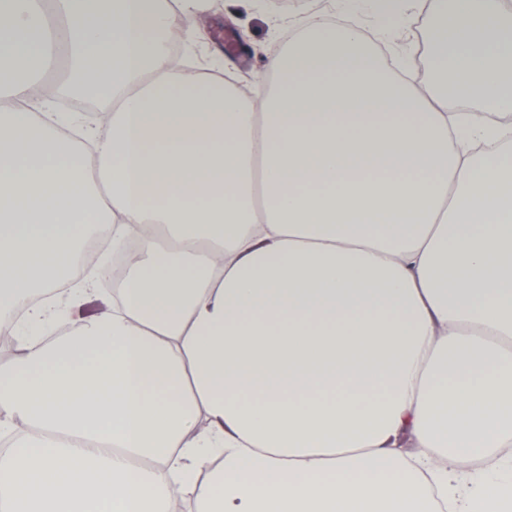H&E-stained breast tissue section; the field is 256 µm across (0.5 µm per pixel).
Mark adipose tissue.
I'll list each match as a JSON object with an SVG mask.
<instances>
[{
  "instance_id": "obj_1",
  "label": "adipose tissue",
  "mask_w": 512,
  "mask_h": 512,
  "mask_svg": "<svg viewBox=\"0 0 512 512\" xmlns=\"http://www.w3.org/2000/svg\"><path fill=\"white\" fill-rule=\"evenodd\" d=\"M207 7L0 0V512H512V0H435L421 89L310 15L259 100L173 67Z\"/></svg>"
}]
</instances>
